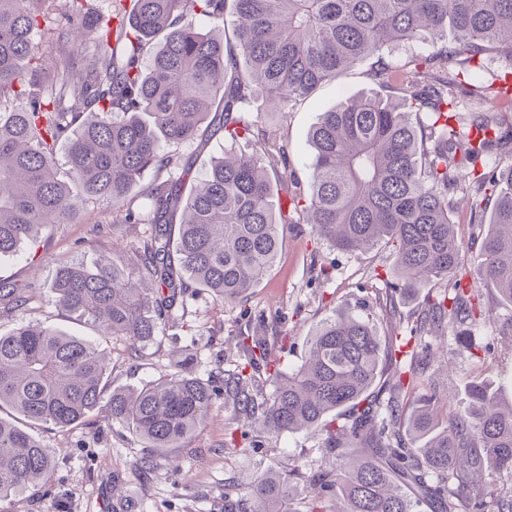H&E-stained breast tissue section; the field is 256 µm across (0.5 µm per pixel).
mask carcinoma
I'll return each mask as SVG.
<instances>
[{
  "mask_svg": "<svg viewBox=\"0 0 512 512\" xmlns=\"http://www.w3.org/2000/svg\"><path fill=\"white\" fill-rule=\"evenodd\" d=\"M61 2L48 42L45 11ZM234 17L226 38L218 28ZM116 24L83 10V0H0V259L34 244L49 224H74L92 201L112 203L124 221L151 225L149 240L120 256L60 264L57 305L100 336L139 350L157 336L165 315L201 288L235 303L270 272L283 217L245 112L256 96L271 112L341 79L358 61L377 59L373 76L399 101L358 95L322 113L312 126L307 193L285 191L302 223L339 251L392 248L397 291L433 280L446 291L427 301L398 345L383 340L369 317L340 308L310 337L304 362L282 373L264 342L240 334L245 357L221 384L179 368L139 387L106 393L109 364L96 344L58 329L21 323L0 335V409L29 423L67 428L106 403L113 419L163 452L204 426L215 400H232L260 435L306 430L324 436L336 464L306 477L310 512H459L480 508L483 472L512 471V405L474 382L464 408L440 416L435 399L403 418L402 396L433 357L432 336L475 317L476 299L452 214L457 195L474 193L480 266L499 300L512 304V164L478 171L494 152L512 153V91L497 112L454 109L455 95H483L481 60L512 53V0H132L113 10ZM92 40L100 61L75 66ZM424 40L433 51L401 65L384 53ZM152 52L146 66L140 59ZM426 120L411 121L412 113ZM230 148L199 184L185 177L173 147L208 131L211 116ZM68 142V176L59 177L57 145ZM167 179L137 213L130 196L143 174ZM496 196L488 223L482 200ZM181 221L173 223L174 210ZM33 296L0 280V317H22ZM391 382L376 387L386 364ZM274 389L263 395L260 369ZM49 449L13 420L0 418V512L52 476ZM296 493L290 474L268 469L250 485L224 492V512H288Z\"/></svg>",
  "mask_w": 512,
  "mask_h": 512,
  "instance_id": "obj_1",
  "label": "carcinoma"
}]
</instances>
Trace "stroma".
Returning <instances> with one entry per match:
<instances>
[{"mask_svg": "<svg viewBox=\"0 0 512 512\" xmlns=\"http://www.w3.org/2000/svg\"><path fill=\"white\" fill-rule=\"evenodd\" d=\"M373 67L370 59L356 63L339 81L294 103L284 116L254 105L251 118L267 136L264 161L270 176L291 174L300 188H307L310 127L344 97L376 92ZM511 67L512 56L491 52L480 77L484 95L460 97L457 112L500 108L491 85ZM177 152L189 171L186 184L196 183L210 161L223 156L224 135L200 136L179 145ZM470 219V203L461 199L453 218L455 230L467 247L468 279L489 312L476 324L446 329L438 340L444 363L424 372L420 385L406 394L404 409L433 392L446 397L448 410H456L464 406L471 382L490 385L505 402H512V305L495 303L494 288L480 275L482 240L474 235ZM147 235V225L113 222L111 206L94 202L78 223L48 225L34 246L0 260V277L30 289L37 298L28 320L98 341L112 360L108 388L152 382L170 369V353L176 348L183 349L190 372L221 380L241 360L235 344L242 333L264 337L281 369L298 367L309 336L339 306L370 315L380 335H390L394 328L379 304L386 282L394 278L389 250L342 252L317 240L309 225L292 221L283 225L275 265L257 288L233 304L215 302L205 292L192 294L184 311L143 350L134 352L123 340L98 336L53 302L49 286L58 263L88 264L101 255H119L142 246ZM28 430L50 449L55 468L50 482L17 497L11 512H99L97 494L115 487L125 499L123 512H224L225 486L248 483L270 467L296 472L298 492L289 507L291 512H306L305 477L328 460L320 436L298 431L259 438L244 432L232 404L220 398L204 428L162 454L113 422L102 407L68 430L48 424H32ZM145 458L150 461L146 467L141 464Z\"/></svg>", "mask_w": 512, "mask_h": 512, "instance_id": "obj_1", "label": "stroma"}]
</instances>
